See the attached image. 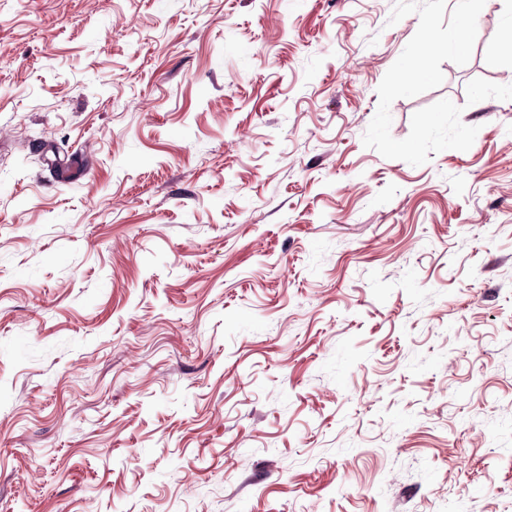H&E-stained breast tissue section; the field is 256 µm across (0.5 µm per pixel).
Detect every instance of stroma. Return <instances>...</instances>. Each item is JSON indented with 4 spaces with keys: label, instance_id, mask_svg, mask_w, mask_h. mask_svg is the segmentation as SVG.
Returning a JSON list of instances; mask_svg holds the SVG:
<instances>
[{
    "label": "stroma",
    "instance_id": "1",
    "mask_svg": "<svg viewBox=\"0 0 512 512\" xmlns=\"http://www.w3.org/2000/svg\"><path fill=\"white\" fill-rule=\"evenodd\" d=\"M396 2L0 0V512H512V0L421 166Z\"/></svg>",
    "mask_w": 512,
    "mask_h": 512
}]
</instances>
